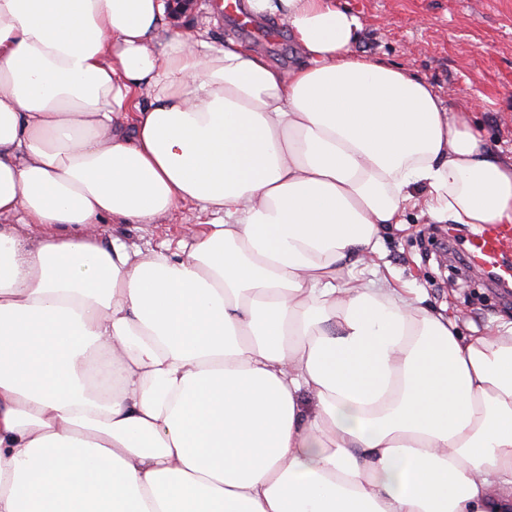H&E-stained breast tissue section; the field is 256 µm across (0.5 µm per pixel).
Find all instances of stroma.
Masks as SVG:
<instances>
[{
    "label": "stroma",
    "mask_w": 512,
    "mask_h": 512,
    "mask_svg": "<svg viewBox=\"0 0 512 512\" xmlns=\"http://www.w3.org/2000/svg\"><path fill=\"white\" fill-rule=\"evenodd\" d=\"M223 0H192L180 28L204 32L214 46L229 39L254 44L269 62L285 68L296 59L287 31L263 23L268 36L253 40L241 15L222 10ZM358 13L364 35L358 51L412 70L428 81L451 110L471 113L488 148L512 158V0H338ZM190 209L158 224L101 225L104 236L152 249L177 242L185 234ZM465 231L452 224H428L408 211L406 224L384 235V260L391 272L408 281L427 305L447 304L462 334L512 319V288L489 276L472 286L449 287L466 273Z\"/></svg>",
    "instance_id": "35a3bbf8"
}]
</instances>
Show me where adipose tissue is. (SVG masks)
<instances>
[{"label": "adipose tissue", "mask_w": 512, "mask_h": 512, "mask_svg": "<svg viewBox=\"0 0 512 512\" xmlns=\"http://www.w3.org/2000/svg\"><path fill=\"white\" fill-rule=\"evenodd\" d=\"M170 9L0 0V512H512V320L378 263L409 209L512 224V160L336 0H244L287 69ZM192 213H195L193 207L187 206L169 215L161 224H113L109 221L100 226V231L105 237L120 236L127 243L136 244L144 251L167 242H172L174 247L185 235L186 218Z\"/></svg>", "instance_id": "ef3b65f1"}]
</instances>
